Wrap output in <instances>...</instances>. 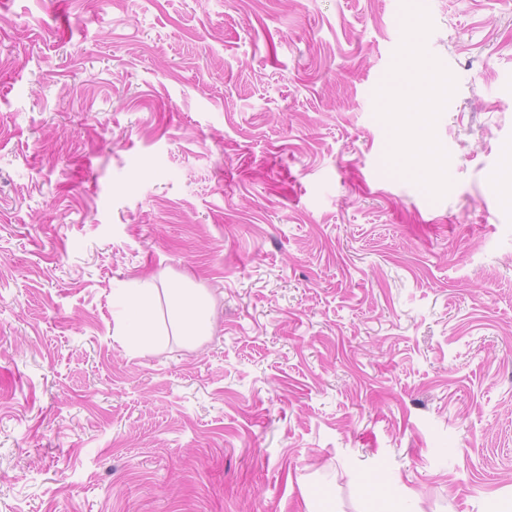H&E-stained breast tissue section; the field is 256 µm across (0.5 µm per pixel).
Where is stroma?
I'll list each match as a JSON object with an SVG mask.
<instances>
[{"mask_svg": "<svg viewBox=\"0 0 512 512\" xmlns=\"http://www.w3.org/2000/svg\"><path fill=\"white\" fill-rule=\"evenodd\" d=\"M402 6L0 0V512H512V0ZM156 295L147 288H135L125 297L128 310H132L129 323H123L128 338L149 335L154 327ZM166 297V322L172 336H182L190 342L212 332L211 313L206 296L193 288H168Z\"/></svg>", "mask_w": 512, "mask_h": 512, "instance_id": "35a3bbf8", "label": "stroma"}]
</instances>
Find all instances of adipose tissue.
<instances>
[{
	"instance_id": "adipose-tissue-1",
	"label": "adipose tissue",
	"mask_w": 512,
	"mask_h": 512,
	"mask_svg": "<svg viewBox=\"0 0 512 512\" xmlns=\"http://www.w3.org/2000/svg\"><path fill=\"white\" fill-rule=\"evenodd\" d=\"M166 311L172 335L194 342L212 332L211 313L204 295L192 288H169L165 291ZM156 296L144 289H134L127 294L125 304L132 315L125 325L127 336H142L152 331L155 318Z\"/></svg>"
}]
</instances>
